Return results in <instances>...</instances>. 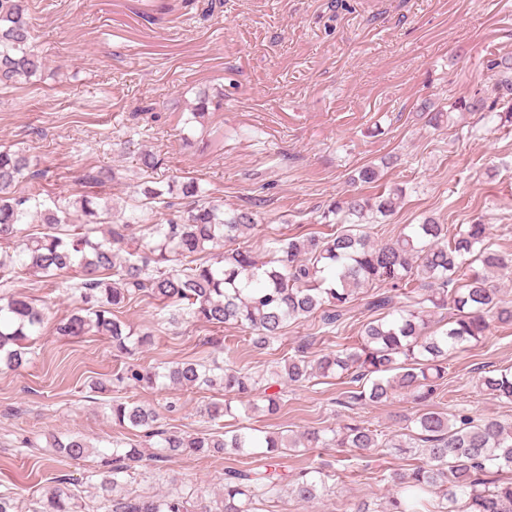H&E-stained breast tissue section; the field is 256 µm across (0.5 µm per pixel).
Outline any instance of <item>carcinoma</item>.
<instances>
[{
  "label": "carcinoma",
  "instance_id": "carcinoma-1",
  "mask_svg": "<svg viewBox=\"0 0 512 512\" xmlns=\"http://www.w3.org/2000/svg\"><path fill=\"white\" fill-rule=\"evenodd\" d=\"M42 67L32 45L27 0H0V86L26 83ZM484 72V87L457 99L450 112L423 103L421 111L430 115L429 123L439 127L458 111L511 127L512 54H489ZM29 167L23 153L0 151V287L22 274L51 280L61 271H76L79 278L68 291L78 307L58 321L57 335L107 336L114 349L131 355L150 340V333L132 330L114 311L143 294L177 306L167 315L171 322L186 316L215 327L245 326L255 332L253 344L265 346L279 339L289 322L317 313L324 331L339 330L360 290L371 288L364 303L371 314L362 324L358 346L313 360L302 346L284 360L276 376L294 384L345 377L356 386L340 401L348 409L381 402L397 392L424 409L402 440L358 423L314 431L307 434V443L394 448L422 456V464L390 475L397 491L382 512H422L433 492L443 495L448 512H512V426L466 414L450 418L425 407L443 387L448 357L481 343L490 329L489 317L512 325V303L487 286L488 274L509 269V261L491 248L486 225L465 224L452 233L447 225L426 218L376 244L367 225L379 215L394 213L405 195V189L396 186L374 197L354 193L334 201L321 219L336 230L275 238L265 260L238 247L205 261L202 254L247 237L254 227L252 215L203 201L204 191L191 181L145 191L149 205L116 220L111 205L87 195L43 197L39 180L45 172ZM111 180L112 174L102 168L92 167L81 176L89 188ZM185 199L190 203L180 206ZM158 204L172 210L161 222L156 221ZM32 225L35 229L27 232ZM449 305L452 311L443 324L432 327L428 308L445 310ZM44 320L45 312L35 302L0 295L1 370L27 364ZM131 382L186 388L218 384L239 395L251 394L258 385L239 369L217 374L197 361L160 370L130 365L112 379L116 386ZM480 385L512 400V367L488 372ZM110 409L119 425L143 430L156 461L187 454L238 456L255 448L278 453L296 447L289 438L261 437L248 426L230 435L163 430L155 409L137 402L115 401ZM205 413L213 422L236 417L228 402H213ZM51 447L63 458L80 459L92 445L72 436L53 440ZM97 457L96 509L103 512H257L256 504L282 492L274 473L259 466L228 469L224 492L209 509L181 496L127 497L117 489L142 461L139 446L114 441L97 451ZM322 475L320 468L300 471L291 496L301 504L321 499L326 491ZM27 512H78L76 494L60 480L31 502Z\"/></svg>",
  "mask_w": 512,
  "mask_h": 512
}]
</instances>
